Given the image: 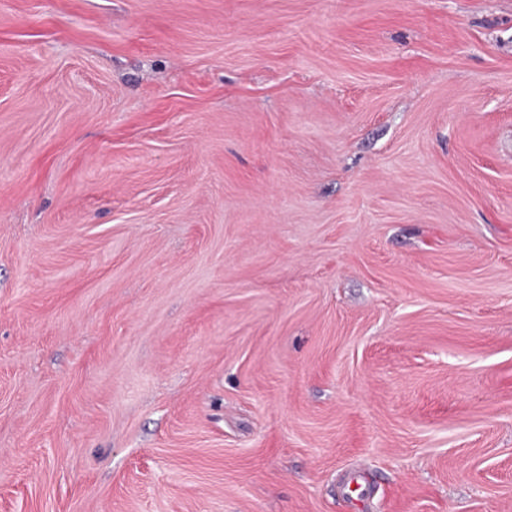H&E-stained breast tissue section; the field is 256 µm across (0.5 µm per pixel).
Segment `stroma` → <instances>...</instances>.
<instances>
[{
	"instance_id": "obj_1",
	"label": "stroma",
	"mask_w": 512,
	"mask_h": 512,
	"mask_svg": "<svg viewBox=\"0 0 512 512\" xmlns=\"http://www.w3.org/2000/svg\"><path fill=\"white\" fill-rule=\"evenodd\" d=\"M0 512H512V0H0Z\"/></svg>"
}]
</instances>
